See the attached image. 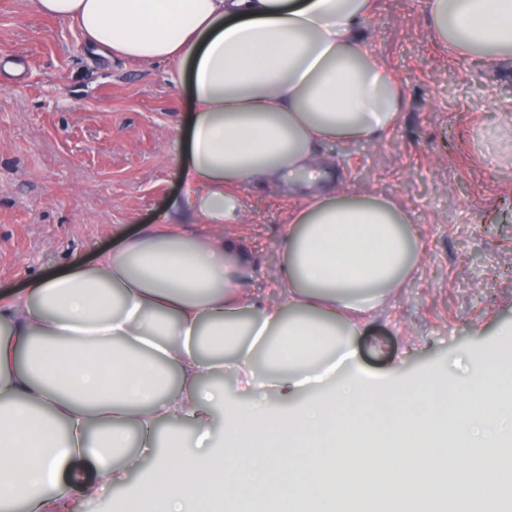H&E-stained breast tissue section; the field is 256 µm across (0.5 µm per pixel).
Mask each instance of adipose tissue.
Listing matches in <instances>:
<instances>
[{"instance_id":"1","label":"adipose tissue","mask_w":512,"mask_h":512,"mask_svg":"<svg viewBox=\"0 0 512 512\" xmlns=\"http://www.w3.org/2000/svg\"><path fill=\"white\" fill-rule=\"evenodd\" d=\"M33 2L99 53L172 64L191 114L180 202L0 302V512H79L66 462L121 484L162 425L166 454L126 512H199L204 496L231 512H490L512 495V417L497 398L512 326L444 400L426 379L382 399L345 373L353 337L424 254L401 203L344 190L320 151L377 142L404 107L363 29L372 0ZM424 3L449 54L512 69V0ZM246 184L295 200L271 296L243 289L251 256L227 232L245 219ZM285 394L296 416L272 404ZM218 411L220 477L206 449Z\"/></svg>"}]
</instances>
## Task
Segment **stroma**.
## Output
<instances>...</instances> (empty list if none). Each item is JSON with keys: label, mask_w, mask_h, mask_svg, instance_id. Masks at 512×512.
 I'll list each match as a JSON object with an SVG mask.
<instances>
[{"label": "stroma", "mask_w": 512, "mask_h": 512, "mask_svg": "<svg viewBox=\"0 0 512 512\" xmlns=\"http://www.w3.org/2000/svg\"><path fill=\"white\" fill-rule=\"evenodd\" d=\"M364 29L405 106L380 141L327 151L345 189L403 204L424 255L354 347L378 395L424 377L445 392L481 368L512 325V72L435 47L423 0H375ZM169 69L94 55L76 25L41 15L32 0H0L1 299L90 259L181 195L190 101ZM240 194L247 215L232 232L254 249L242 286L265 294L292 201L254 186ZM167 441L160 430L126 481L83 496L81 512H106L140 489Z\"/></svg>", "instance_id": "1"}]
</instances>
